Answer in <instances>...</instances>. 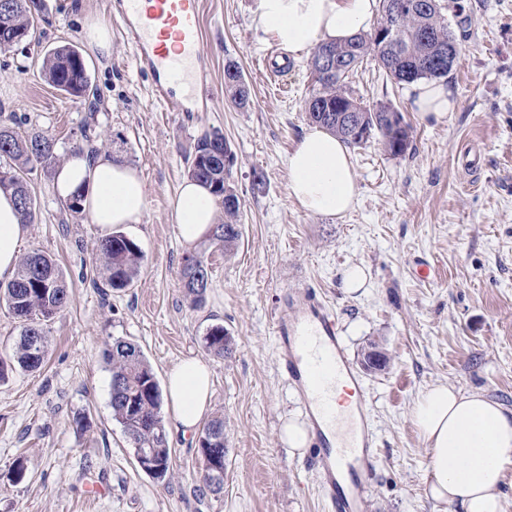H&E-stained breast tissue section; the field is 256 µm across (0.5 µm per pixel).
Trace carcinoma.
I'll use <instances>...</instances> for the list:
<instances>
[{
  "label": "carcinoma",
  "mask_w": 512,
  "mask_h": 512,
  "mask_svg": "<svg viewBox=\"0 0 512 512\" xmlns=\"http://www.w3.org/2000/svg\"><path fill=\"white\" fill-rule=\"evenodd\" d=\"M410 7L399 20L389 41L376 35H357L344 43H320L311 52L308 67L314 78L310 97L323 103L319 110H306L310 123L333 133L351 146L379 139L384 151L393 156L404 155L411 144L412 128L402 112L389 104L373 108L363 105L353 95L349 76L364 58L375 57L387 77L398 83L422 78H445L451 71L448 61H439L442 52L456 48V36L444 11L454 10L456 26L470 24L458 2L448 0H407ZM45 0H0V36L17 30L36 35L39 23L45 21ZM321 53L348 58L346 67L327 74L315 68L313 59ZM42 73L57 89L89 103L90 77L85 61L70 44L58 46L44 56ZM224 95L240 109L250 106L251 94L243 74L234 61L224 65ZM351 111L364 119L361 133L346 130L343 116ZM224 134L218 129L204 133L194 144L188 157L187 177L207 187L224 213L221 223L214 225L210 244L230 255L242 237V200L233 180L235 160L224 161ZM59 162L56 140L36 129L20 130L13 118L0 123V192L14 197L22 223L35 220L36 198L30 175L48 172ZM100 274L112 289L129 287L138 276L143 252L138 244L121 231L101 239L99 243ZM208 275L204 254L183 258L180 280L191 307L205 302L206 287L202 279ZM69 291L59 266L40 250L24 256L15 276L0 283V301L14 318L20 320V334L13 360L22 369L34 371L43 366L47 353V323L67 305ZM204 347L218 357L232 352V337L224 326L213 325L202 337ZM104 359L111 369V379L122 386L111 390L112 418L120 424L132 448H146L154 453L155 463L162 467L157 479L163 481L170 471L171 451L161 416L162 393L158 381L142 350L125 342V349L106 348Z\"/></svg>",
  "instance_id": "cac0c4a2"
}]
</instances>
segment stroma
Instances as JSON below:
<instances>
[{
    "mask_svg": "<svg viewBox=\"0 0 512 512\" xmlns=\"http://www.w3.org/2000/svg\"><path fill=\"white\" fill-rule=\"evenodd\" d=\"M202 2L201 53L214 98L205 112L177 115L153 96L132 44L107 21L110 0H46L39 44L26 53L0 50V110L53 136L65 157L83 142L87 112L43 78L44 53L83 45V13L107 23L111 56L84 55L100 100L93 145L133 164L147 190L140 223L123 228L143 251L140 273L129 288L104 290L91 284L97 227L64 211L53 175L33 178L37 215L21 251L55 259L70 299L49 326L44 366L13 369L0 382V512H325L304 465L308 452L281 439L288 417L306 415L278 370L270 326L287 290L302 286L318 289L332 307L367 391L379 457L367 512H438L424 494L428 460L410 419L416 397L443 382L512 407V0H460L471 25L456 33L447 85L457 107L448 117L422 118L408 84L387 78L373 59L350 76L365 105L399 109L413 139L399 157L375 141L352 149L357 201L341 217L306 212L288 191V157L311 128L307 56L289 57L285 72L258 70L257 58L280 50L260 40L254 0ZM230 60L251 89L245 111L224 96ZM213 127L236 155L242 240L229 258L202 245L210 286L204 306L193 310L181 286L186 250L172 211L185 158ZM471 147L480 165L470 182L464 162ZM420 261L435 269V280L417 276ZM354 265L364 268L366 283L348 294L342 278ZM216 323L233 338L231 357L201 342ZM118 338L140 347L161 383L185 357L211 364V414L224 420L227 450L220 494L199 492V436L173 424L165 426L167 480L137 466L112 419L103 350ZM372 348L387 353L385 370L362 369Z\"/></svg>",
    "mask_w": 512,
    "mask_h": 512,
    "instance_id": "stroma-1",
    "label": "stroma"
}]
</instances>
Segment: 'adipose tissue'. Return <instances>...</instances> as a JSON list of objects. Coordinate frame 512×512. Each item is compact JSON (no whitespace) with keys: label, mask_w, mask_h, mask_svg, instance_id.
<instances>
[{"label":"adipose tissue","mask_w":512,"mask_h":512,"mask_svg":"<svg viewBox=\"0 0 512 512\" xmlns=\"http://www.w3.org/2000/svg\"><path fill=\"white\" fill-rule=\"evenodd\" d=\"M378 0H255L252 21L257 33L295 54L323 41L343 42L369 31ZM422 117L441 119L456 107L441 84L412 86ZM291 197L307 212L334 217L356 202V172L348 146L316 127L306 132L288 157ZM54 190L63 198L84 195L83 208L102 235L140 223L147 205L145 184L133 165L106 153L72 154L56 169ZM173 221L183 247L205 243L218 221L215 198L196 182L178 191ZM28 234L11 197L0 193V280L11 279ZM167 400L173 423L194 432L212 406V367L189 356L168 374ZM411 419L429 463L426 495L456 512H504L503 479L512 466V408L480 392L445 383L429 386L416 398Z\"/></svg>","instance_id":"ef3b65f1"}]
</instances>
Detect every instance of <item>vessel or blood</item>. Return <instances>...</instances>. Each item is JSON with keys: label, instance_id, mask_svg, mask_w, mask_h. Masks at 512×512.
Segmentation results:
<instances>
[{"label": "vessel or blood", "instance_id": "1", "mask_svg": "<svg viewBox=\"0 0 512 512\" xmlns=\"http://www.w3.org/2000/svg\"><path fill=\"white\" fill-rule=\"evenodd\" d=\"M134 47L139 71L168 111L206 97L210 65L200 52L201 0H114L109 13ZM275 317L277 366L302 401L316 440L310 467L327 512H365L376 458L368 399L334 313L309 287L294 288Z\"/></svg>", "mask_w": 512, "mask_h": 512}]
</instances>
